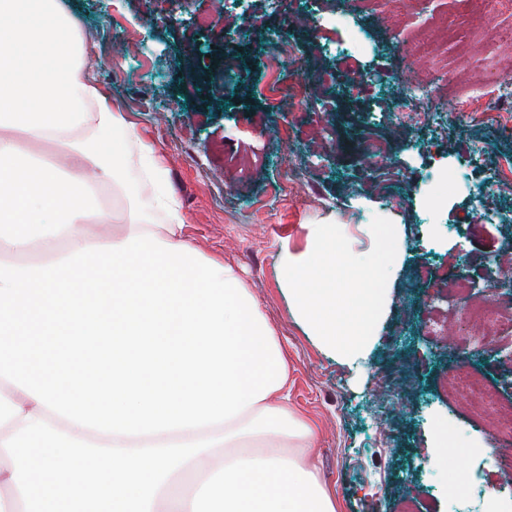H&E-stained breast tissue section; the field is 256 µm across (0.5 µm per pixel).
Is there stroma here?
Instances as JSON below:
<instances>
[{
    "instance_id": "35a3bbf8",
    "label": "stroma",
    "mask_w": 512,
    "mask_h": 512,
    "mask_svg": "<svg viewBox=\"0 0 512 512\" xmlns=\"http://www.w3.org/2000/svg\"><path fill=\"white\" fill-rule=\"evenodd\" d=\"M82 27L83 51L113 111L166 160V180L187 219L191 245L223 257L252 288L288 362V403L315 426L310 454L336 495L338 512H487L512 500V442L492 424L512 407V337L491 352L462 355V337L482 332L461 319L490 294L492 266L512 263V181L493 192L487 219L464 169L468 148L512 167V0H65ZM205 17L206 32L195 23ZM148 31L128 52L115 34ZM242 69L221 80L226 55ZM279 65H270L271 56ZM337 70V85L318 81ZM303 80L317 102L269 111L270 85ZM487 83L492 101L459 104L461 86ZM431 83L452 120L398 126L408 88ZM386 143L367 156L365 138ZM309 156L300 165L297 148ZM393 214L405 259L375 342L356 365L310 336L280 283L283 244L304 242V224L333 214L358 233ZM447 335L430 338L434 308ZM462 370L466 391L445 382ZM446 467L434 465L436 455Z\"/></svg>"
}]
</instances>
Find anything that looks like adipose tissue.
Here are the masks:
<instances>
[{
    "label": "adipose tissue",
    "instance_id": "ef3b65f1",
    "mask_svg": "<svg viewBox=\"0 0 512 512\" xmlns=\"http://www.w3.org/2000/svg\"><path fill=\"white\" fill-rule=\"evenodd\" d=\"M165 172L63 0H0V512H336L275 330Z\"/></svg>",
    "mask_w": 512,
    "mask_h": 512
}]
</instances>
